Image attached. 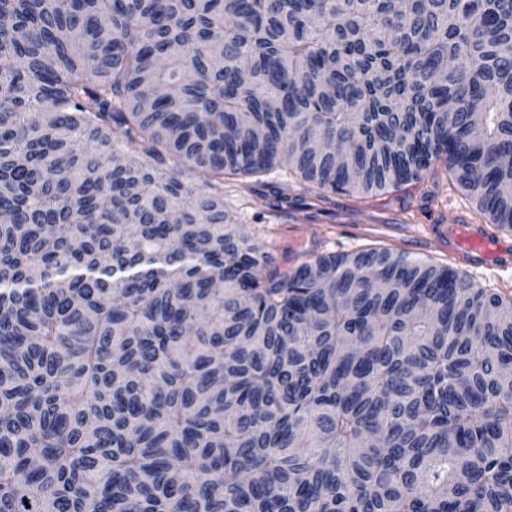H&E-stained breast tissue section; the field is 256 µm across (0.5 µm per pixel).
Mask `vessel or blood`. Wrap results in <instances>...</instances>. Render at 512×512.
I'll use <instances>...</instances> for the list:
<instances>
[{"label": "vessel or blood", "instance_id": "b4317fda", "mask_svg": "<svg viewBox=\"0 0 512 512\" xmlns=\"http://www.w3.org/2000/svg\"><path fill=\"white\" fill-rule=\"evenodd\" d=\"M437 235L447 238L452 253L461 262L479 266L490 262L512 263V250L491 242L477 224H439Z\"/></svg>", "mask_w": 512, "mask_h": 512}]
</instances>
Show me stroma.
<instances>
[{"label": "stroma", "mask_w": 512, "mask_h": 512, "mask_svg": "<svg viewBox=\"0 0 512 512\" xmlns=\"http://www.w3.org/2000/svg\"><path fill=\"white\" fill-rule=\"evenodd\" d=\"M273 186L287 194L288 209L276 212L268 207ZM224 203L236 217V230L266 242L285 268L316 254L389 248L450 266L466 282L489 291L512 294V267L459 264L431 233L436 224H482L495 243L512 246V230L488 223L443 171L382 195L336 194L320 200L278 167L248 191L236 182L225 183Z\"/></svg>", "instance_id": "35a3bbf8"}]
</instances>
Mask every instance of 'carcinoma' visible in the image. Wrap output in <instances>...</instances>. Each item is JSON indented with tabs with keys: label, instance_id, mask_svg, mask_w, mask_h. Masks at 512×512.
Segmentation results:
<instances>
[{
	"label": "carcinoma",
	"instance_id": "obj_1",
	"mask_svg": "<svg viewBox=\"0 0 512 512\" xmlns=\"http://www.w3.org/2000/svg\"><path fill=\"white\" fill-rule=\"evenodd\" d=\"M0 15V512H512V296L224 206L443 169L512 229V0Z\"/></svg>",
	"mask_w": 512,
	"mask_h": 512
}]
</instances>
